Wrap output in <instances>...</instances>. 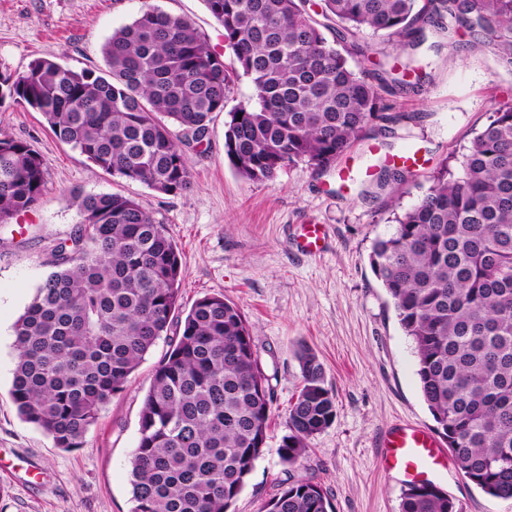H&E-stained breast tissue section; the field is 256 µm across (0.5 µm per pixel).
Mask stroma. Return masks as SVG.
Masks as SVG:
<instances>
[{"instance_id": "obj_1", "label": "stroma", "mask_w": 512, "mask_h": 512, "mask_svg": "<svg viewBox=\"0 0 512 512\" xmlns=\"http://www.w3.org/2000/svg\"><path fill=\"white\" fill-rule=\"evenodd\" d=\"M188 17L212 49L228 55L223 29L204 0H0V75L24 71L37 58L73 69L99 70L112 31L145 5ZM392 65L414 58L408 81L418 93L393 94L397 111L416 120L382 136L363 135L342 165L372 164L369 146L387 154L416 150L424 162L406 175L401 208L415 204L441 166L461 174L475 137L501 104L512 103V58L495 45L459 50L447 33L427 28L414 51L360 33ZM252 85L235 79L224 111L213 113L203 145L187 149L191 187L165 195L93 167L56 139L39 113L0 105V133L27 141L47 166L40 205L0 226V512H131L129 459L139 436V416L153 369L168 349L158 341L91 428L85 447L66 451L23 422L9 390L12 330L46 276L47 248L69 235L79 215L71 192L122 193L165 224L183 270L179 304L189 309L206 294L221 293L244 314L261 368L273 392L268 438L232 512H259L281 485L300 477L318 483L334 512H399L407 487L382 469L377 443L390 425L406 420L426 429L435 423L418 383L412 340L399 324L392 300L369 261L376 239L396 227L391 199L376 179L340 183L336 170L304 164L275 180L238 176L224 154L230 110L246 102ZM325 231L320 256L298 251L301 225ZM309 346L324 365L336 397L333 423L311 441L301 465L279 456L287 410L301 385L294 351ZM462 512H512V499L492 498L449 464L436 479Z\"/></svg>"}]
</instances>
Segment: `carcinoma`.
Here are the masks:
<instances>
[{
  "instance_id": "obj_1",
  "label": "carcinoma",
  "mask_w": 512,
  "mask_h": 512,
  "mask_svg": "<svg viewBox=\"0 0 512 512\" xmlns=\"http://www.w3.org/2000/svg\"><path fill=\"white\" fill-rule=\"evenodd\" d=\"M204 2L230 62L189 19L152 6L106 38L105 72L36 59L0 77V105L40 113L93 166L176 195L190 186L184 147L203 144L235 76L250 80L253 95L230 112L224 153L240 177L265 182L299 163L326 171L362 134L414 119L352 68L346 55L373 48L347 35L366 31L413 50L424 26L448 23L469 47L491 38L512 56V0H321L314 13L306 0ZM376 76L386 87L414 88L392 69ZM45 188L43 157L1 134L0 224L37 206ZM71 200L80 220L51 247L50 271L14 324L12 402L55 447L81 448L104 407L168 339L130 458L132 512H228L262 456L273 403L246 319L220 293L178 315L176 245L138 201L119 193ZM395 222L374 242L370 264L413 341L436 432L467 480L512 499L511 103L475 136L462 174L443 166ZM296 358L302 386L280 445L290 467L336 416L323 364L304 345ZM262 512L332 505L320 485L300 478ZM400 512L461 508L433 482L410 483Z\"/></svg>"
}]
</instances>
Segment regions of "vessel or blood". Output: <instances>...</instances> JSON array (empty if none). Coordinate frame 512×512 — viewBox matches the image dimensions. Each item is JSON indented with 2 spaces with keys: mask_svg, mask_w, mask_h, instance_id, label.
Returning <instances> with one entry per match:
<instances>
[{
  "mask_svg": "<svg viewBox=\"0 0 512 512\" xmlns=\"http://www.w3.org/2000/svg\"><path fill=\"white\" fill-rule=\"evenodd\" d=\"M324 232L321 225L309 224L296 242L297 250L309 256L322 250ZM381 446L386 471L398 472L410 482L434 480L444 464V453L436 438L420 426L398 423L385 430Z\"/></svg>",
  "mask_w": 512,
  "mask_h": 512,
  "instance_id": "obj_1",
  "label": "vessel or blood"
}]
</instances>
